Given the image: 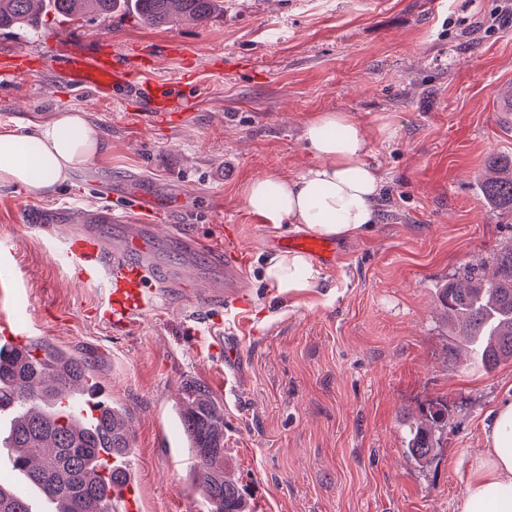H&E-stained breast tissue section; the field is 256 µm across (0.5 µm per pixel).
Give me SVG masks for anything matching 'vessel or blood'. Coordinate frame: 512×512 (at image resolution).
<instances>
[{"mask_svg":"<svg viewBox=\"0 0 512 512\" xmlns=\"http://www.w3.org/2000/svg\"><path fill=\"white\" fill-rule=\"evenodd\" d=\"M47 55L63 54L70 82L93 89L96 100L108 101L118 87L133 88L144 115L165 119L172 112H186L191 101L177 93L178 84L190 83V74H181L177 83L158 84L141 78L130 69L122 52L108 54L67 44L48 47ZM139 204L118 211L112 208L83 210L82 224L69 227L58 237L49 253L55 264L73 271L78 283L103 284L104 299L93 315L112 329L122 331L138 319L157 314L171 294H179L191 307L233 304L246 309L245 258L232 245L216 247L208 239L183 233L171 225L161 232L158 225L142 223ZM116 225L113 234L104 229ZM270 246L298 250L312 255L325 267H333L339 254L331 241L307 234L273 238ZM183 256V263H166L168 254ZM204 258L223 269L224 276L209 280L206 290L188 289L195 279L194 260Z\"/></svg>","mask_w":512,"mask_h":512,"instance_id":"vessel-or-blood-1","label":"vessel or blood"}]
</instances>
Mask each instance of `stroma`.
<instances>
[{
  "label": "stroma",
  "mask_w": 512,
  "mask_h": 512,
  "mask_svg": "<svg viewBox=\"0 0 512 512\" xmlns=\"http://www.w3.org/2000/svg\"><path fill=\"white\" fill-rule=\"evenodd\" d=\"M500 0H224L199 23L143 24L129 0L109 15L0 30V55L40 53L82 36L87 49H144L149 80L198 68L194 105L158 125L133 89L108 104L72 86L60 59L28 79L0 77V130L24 135L56 113L86 112L108 148L55 194L0 188V242L15 256L0 281V317L30 338L91 357L105 402L124 409L140 512H209L177 414L183 387L207 385L224 405L226 473L251 512H460L484 452L482 427L512 393V362L488 371L443 315L438 290L464 266L512 244V218L490 209L477 180L512 155V125L491 110L512 82V27L486 20ZM349 112L365 160L382 178L377 222L339 240L324 287L272 296L262 271L294 235L246 206L250 179L314 167L307 120ZM144 193L188 232L245 255L246 317L193 311L172 296L160 314L115 332L90 310L104 294L52 263L46 230L78 224L80 206L111 207ZM234 343L235 359L213 349ZM448 407L427 465L405 454L411 429Z\"/></svg>",
  "instance_id": "1"
}]
</instances>
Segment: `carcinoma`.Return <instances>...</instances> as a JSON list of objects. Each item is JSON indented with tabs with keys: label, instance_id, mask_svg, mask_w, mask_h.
<instances>
[{
	"label": "carcinoma",
	"instance_id": "carcinoma-1",
	"mask_svg": "<svg viewBox=\"0 0 512 512\" xmlns=\"http://www.w3.org/2000/svg\"><path fill=\"white\" fill-rule=\"evenodd\" d=\"M117 0H52L55 13L69 19L87 7L110 14ZM140 19L168 27L177 15L206 21L220 0H135ZM34 0H0V29L35 21ZM481 199L512 214V155H494L479 181ZM492 276L481 267L465 269L439 289L448 317L462 324L488 370L512 361V245L493 258ZM96 388L89 357L43 339L29 340L4 355L0 350V414L9 417L12 448L24 462L26 487L0 483V512H31L25 488H36L54 512H113L112 489L128 481L118 467L132 452L125 413L109 404L97 417L78 418L76 391ZM178 415L195 462L194 482L210 512H250L241 487L224 472V405L203 385H188ZM448 407L434 406L410 432L407 454L428 463L438 446L436 432L447 425Z\"/></svg>",
	"mask_w": 512,
	"mask_h": 512
}]
</instances>
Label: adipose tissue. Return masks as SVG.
<instances>
[{
	"label": "adipose tissue",
	"mask_w": 512,
	"mask_h": 512,
	"mask_svg": "<svg viewBox=\"0 0 512 512\" xmlns=\"http://www.w3.org/2000/svg\"><path fill=\"white\" fill-rule=\"evenodd\" d=\"M303 138L316 166L290 178L259 177L248 182L249 209L271 224L290 223L311 233L343 239L376 222L381 177L365 159L362 128L348 112H324L304 126ZM106 150L85 113H57L33 133L0 131V188L24 186L36 195L53 194L71 173ZM263 279L278 294L320 285V274L303 254L266 259ZM485 454L466 486L461 512H512V396L500 400L483 426Z\"/></svg>",
	"instance_id": "adipose-tissue-1"
}]
</instances>
